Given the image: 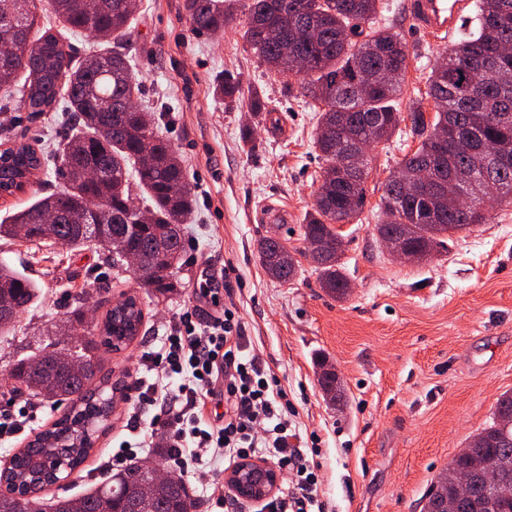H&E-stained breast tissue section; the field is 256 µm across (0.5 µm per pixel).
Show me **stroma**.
Listing matches in <instances>:
<instances>
[{"mask_svg":"<svg viewBox=\"0 0 512 512\" xmlns=\"http://www.w3.org/2000/svg\"><path fill=\"white\" fill-rule=\"evenodd\" d=\"M408 0H381L376 24L399 34L410 54L400 109L430 107L427 77L445 43L419 35ZM130 50L143 102L159 109L157 130L180 155L194 186L186 226L187 264L173 293L140 288L128 264L108 265L88 245H58L34 263L28 245L0 241L4 262L34 280L38 301L10 335H0V411L33 404L36 419L0 440V468L64 414L49 401L15 395L5 377L17 360L56 338L64 311L88 310L101 331L121 296L138 297L143 323L119 351L100 350L101 373L122 388L107 428L78 473L41 491L43 499L87 492L100 465L127 437L135 367L158 349L166 322L190 310L201 317L234 304L247 349L275 374L298 410L301 437L321 440V492L331 512H422L435 478L490 422L501 395L512 393V205L490 210L488 223L457 234L419 264L391 257L375 237L379 200L389 173L418 146L409 122L370 154L366 205L340 225L351 288L330 296L305 256L302 226L327 162L314 147L322 103L305 96L297 77L270 70L241 37V23L223 37L193 33L185 0H137ZM239 83L231 99L214 93L226 78ZM267 109H250L253 96ZM69 132L62 105L32 113L0 111V143L32 145L44 155L37 181L0 196V222L61 187L53 147ZM281 237L298 265L293 281L268 277L258 242ZM235 281L224 285V269ZM337 370L343 390L330 402L318 383L319 358Z\"/></svg>","mask_w":512,"mask_h":512,"instance_id":"1","label":"stroma"}]
</instances>
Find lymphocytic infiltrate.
I'll list each match as a JSON object with an SVG mask.
<instances>
[{
  "instance_id": "lymphocytic-infiltrate-1",
  "label": "lymphocytic infiltrate",
  "mask_w": 512,
  "mask_h": 512,
  "mask_svg": "<svg viewBox=\"0 0 512 512\" xmlns=\"http://www.w3.org/2000/svg\"><path fill=\"white\" fill-rule=\"evenodd\" d=\"M176 374L180 383L166 391L163 379ZM219 384L224 387V416L213 421L204 409ZM134 391L132 437L120 442L113 464L135 462L158 438L169 450L171 466L187 476L196 475L204 449L228 465L268 455L280 471L294 473L295 480L264 502L260 512H329L319 496V440L299 446L293 426L296 408L278 380L246 353L235 308L206 322L189 311L169 321L163 348L141 354Z\"/></svg>"
}]
</instances>
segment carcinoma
<instances>
[{
    "label": "carcinoma",
    "mask_w": 512,
    "mask_h": 512,
    "mask_svg": "<svg viewBox=\"0 0 512 512\" xmlns=\"http://www.w3.org/2000/svg\"><path fill=\"white\" fill-rule=\"evenodd\" d=\"M50 0V6L71 32L87 36L105 33L112 45L94 51L80 61L73 59L61 32L40 26L36 0H0V111L19 102L33 112H43L64 101L73 122L60 148L61 171L66 186L40 198L0 224V239L18 238V229L29 227L27 240H48L41 215L57 213L54 237L67 245L93 243L120 261L117 246L86 233L81 226L87 211L100 212L108 224H133L138 211L148 210L152 223L142 234L131 235L125 246L150 252L158 242L164 250L136 276L140 287L165 295L176 287L174 270L185 246L183 224L192 214L194 193L184 167L170 143L155 131L156 113L137 105L127 106L139 93L137 74L127 53L133 13L126 0ZM379 0H185L193 28L221 36L242 10V37L270 69L294 73L293 58L306 62L298 73L304 94L324 104L320 114L316 148L329 164L315 193L312 211L303 224V239L321 240L325 254L315 259L322 288L341 297L347 282L342 254L336 252L337 224L359 216L365 206L363 171L350 175V151L359 140L388 139L401 121H410V133L419 140L416 150L400 167L434 155L439 128L448 129V171L466 174V180L448 184L443 194L400 197L393 179L385 183L381 208L386 221L374 227L380 239L390 236L395 224H408L417 239L431 248L473 224H484L489 212L481 209L490 191L500 202L512 204V164L493 170L492 157L512 150V123L494 122L472 97L498 102L512 110V53L501 48L512 44V0H479L478 26L448 45V52L431 69L427 96L433 102L432 119L421 103L412 102L401 115L397 99L400 78L408 67V53L397 34L375 24ZM482 55L494 60L495 72L472 84L468 60ZM394 76L386 80L384 72ZM14 167L0 176V190L11 193L23 179L39 173L41 157L31 146L8 147ZM101 172L98 179L88 170ZM463 190L470 199L465 213L452 206ZM284 245L270 239L259 241L257 250L266 273L286 283L296 276V266L279 258ZM37 285L8 265L0 264V306L13 316L0 319V333L10 332L20 314L34 303ZM143 310L132 296L110 307L103 323V344L118 350L137 335ZM61 328L70 336L86 329L81 309L63 313ZM98 341L88 332L81 350H47L14 363L9 373L16 391L37 399L68 403L64 415L39 432L26 448L0 470V512H137V489L152 484L147 512H197L183 477L172 471L161 482L141 465H130L111 474L79 496H55L45 503L36 493L55 485L61 475H71L89 457L99 431L112 414L119 387L100 371ZM81 360L88 374L78 376L69 368ZM459 467L479 466L496 473L498 496L490 502L488 489H472L464 512H512V433L501 436L497 417H492L472 439L469 455L456 460Z\"/></svg>",
    "instance_id": "cac0c4a2"
}]
</instances>
